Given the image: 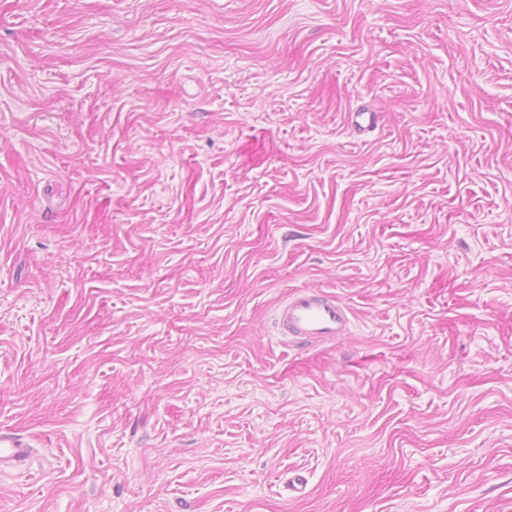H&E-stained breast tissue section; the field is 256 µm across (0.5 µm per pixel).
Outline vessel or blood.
Segmentation results:
<instances>
[{
    "mask_svg": "<svg viewBox=\"0 0 512 512\" xmlns=\"http://www.w3.org/2000/svg\"><path fill=\"white\" fill-rule=\"evenodd\" d=\"M275 320L283 339L300 338L327 343L347 335L348 308L335 296L302 290L291 294L277 309ZM30 454L27 443L14 433L0 432V469L14 467Z\"/></svg>",
    "mask_w": 512,
    "mask_h": 512,
    "instance_id": "1",
    "label": "vessel or blood"
}]
</instances>
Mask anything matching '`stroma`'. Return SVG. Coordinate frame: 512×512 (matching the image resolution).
Masks as SVG:
<instances>
[{"instance_id":"stroma-1","label":"stroma","mask_w":512,"mask_h":512,"mask_svg":"<svg viewBox=\"0 0 512 512\" xmlns=\"http://www.w3.org/2000/svg\"><path fill=\"white\" fill-rule=\"evenodd\" d=\"M1 430L0 512H512V0H0ZM275 320L283 340L300 338L327 343L348 334V308L335 296L302 290L291 294L276 311ZM30 454L28 444L12 432H0V469L12 468Z\"/></svg>"}]
</instances>
